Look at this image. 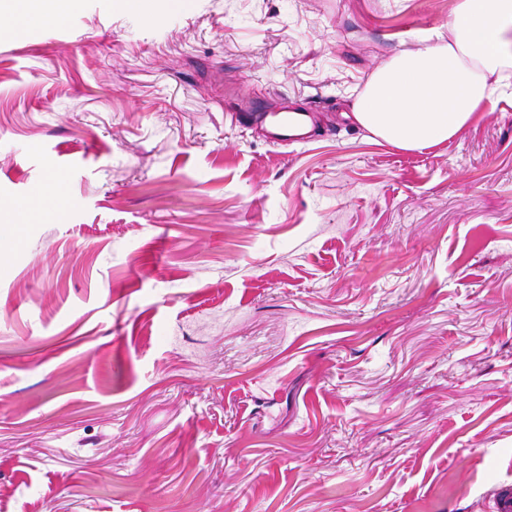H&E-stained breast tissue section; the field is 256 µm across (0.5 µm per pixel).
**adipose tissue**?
<instances>
[{
	"label": "adipose tissue",
	"mask_w": 512,
	"mask_h": 512,
	"mask_svg": "<svg viewBox=\"0 0 512 512\" xmlns=\"http://www.w3.org/2000/svg\"><path fill=\"white\" fill-rule=\"evenodd\" d=\"M512 65V0H458L447 33L423 38L371 77L354 105L364 128L405 150L426 148L491 108L492 75Z\"/></svg>",
	"instance_id": "1"
}]
</instances>
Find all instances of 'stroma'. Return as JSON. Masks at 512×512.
Wrapping results in <instances>:
<instances>
[{"label": "stroma", "mask_w": 512, "mask_h": 512, "mask_svg": "<svg viewBox=\"0 0 512 512\" xmlns=\"http://www.w3.org/2000/svg\"><path fill=\"white\" fill-rule=\"evenodd\" d=\"M148 2L0 37V512H490L512 86L419 150L353 117L457 0ZM323 103L321 101H311L305 109L283 110L285 113L276 118L281 112H262L252 114L251 118L263 124L267 131V138L272 144L279 145L283 142H300L310 137L312 130L305 131L308 121H311V115L316 112ZM294 110L298 117L288 116V111ZM276 118L268 122L267 119Z\"/></svg>", "instance_id": "stroma-1"}]
</instances>
